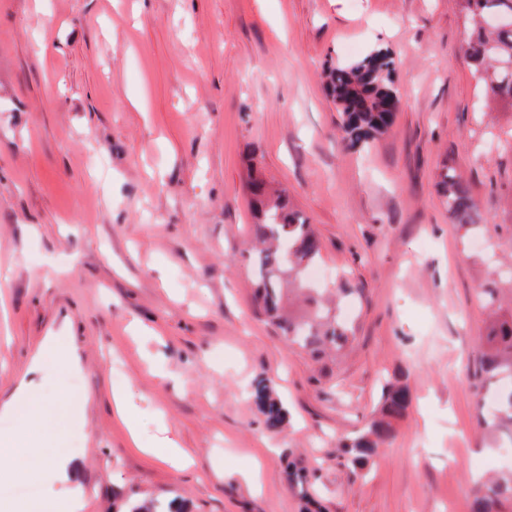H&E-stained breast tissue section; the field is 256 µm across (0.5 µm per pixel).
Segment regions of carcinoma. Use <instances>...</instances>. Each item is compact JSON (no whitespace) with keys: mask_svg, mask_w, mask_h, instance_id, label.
<instances>
[{"mask_svg":"<svg viewBox=\"0 0 512 512\" xmlns=\"http://www.w3.org/2000/svg\"><path fill=\"white\" fill-rule=\"evenodd\" d=\"M469 29L467 53L485 95L512 103V25L488 28L494 16L511 15L512 0H461ZM397 60L376 51L355 63H338L327 72L329 95L341 117L343 139L361 149L388 133L397 112L388 108L400 100L394 82ZM439 191L457 224L463 246L472 237L487 236L490 225L480 223L479 204L457 169L445 165L438 174ZM254 214L252 243L257 251L256 275L259 299L280 324L288 345L320 362L331 352L342 355L355 343V329L330 314L328 296L306 287L307 266L322 260V244L308 220L288 203L286 193L272 191L258 166L247 182ZM481 280L479 300L487 315L481 339L480 379L475 386L477 426L486 448L512 446V262H503L484 274L490 256L472 252ZM251 397L271 432L279 431L288 411L265 382L255 384ZM411 402L407 386L388 382L382 387L379 415L356 435L341 443L354 479L365 471L378 448L395 436L396 423ZM129 512H185L184 507L143 501ZM470 512H512V469L474 482Z\"/></svg>","mask_w":512,"mask_h":512,"instance_id":"carcinoma-1","label":"carcinoma"}]
</instances>
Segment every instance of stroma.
<instances>
[{
    "mask_svg": "<svg viewBox=\"0 0 512 512\" xmlns=\"http://www.w3.org/2000/svg\"><path fill=\"white\" fill-rule=\"evenodd\" d=\"M466 36L460 0H0V407L22 382L45 406L42 495L62 453L84 512H469L507 454L478 447L486 315L436 175L460 171L512 242V104L485 98ZM378 48L401 105L361 151L325 72ZM254 163L313 224L324 287L357 290V343L323 384L256 297ZM389 380L412 404L352 480L338 443ZM116 391L143 445L191 464L135 448ZM251 397L263 414L264 424L269 431L277 432L286 424L288 411L266 382L255 384Z\"/></svg>",
    "mask_w": 512,
    "mask_h": 512,
    "instance_id": "obj_1",
    "label": "stroma"
}]
</instances>
